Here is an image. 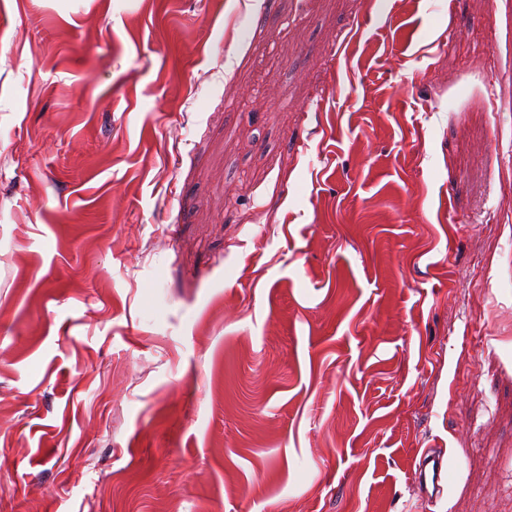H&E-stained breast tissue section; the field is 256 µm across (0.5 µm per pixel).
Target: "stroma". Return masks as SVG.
<instances>
[{
  "mask_svg": "<svg viewBox=\"0 0 512 512\" xmlns=\"http://www.w3.org/2000/svg\"><path fill=\"white\" fill-rule=\"evenodd\" d=\"M0 512H512V0H0ZM448 468L443 456L425 453L415 464L414 480L420 491L429 497H437L445 489ZM431 488V492H430Z\"/></svg>",
  "mask_w": 512,
  "mask_h": 512,
  "instance_id": "stroma-1",
  "label": "stroma"
}]
</instances>
